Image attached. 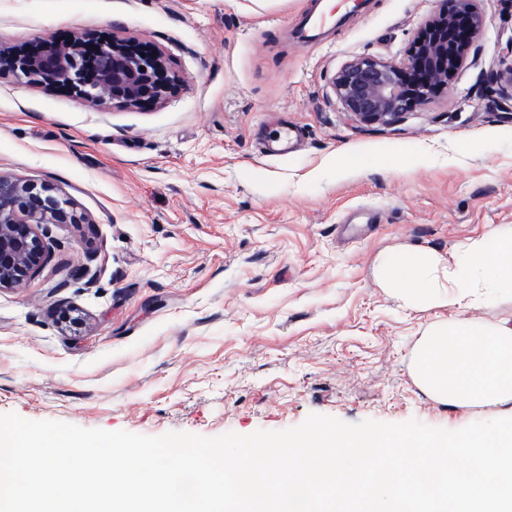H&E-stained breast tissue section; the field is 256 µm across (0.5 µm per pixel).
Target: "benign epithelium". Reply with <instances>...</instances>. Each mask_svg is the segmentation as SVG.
<instances>
[{
    "mask_svg": "<svg viewBox=\"0 0 512 512\" xmlns=\"http://www.w3.org/2000/svg\"><path fill=\"white\" fill-rule=\"evenodd\" d=\"M477 0H441L420 27L402 62L373 55L347 61L331 82L343 111L356 121L389 126L451 88L479 38L484 18ZM23 84H58L80 98L118 108L163 102L179 85L164 53L134 39L77 37L38 51H0V71ZM497 94L512 99V66L494 75ZM66 199L0 173V290L20 288L45 260L47 224H76Z\"/></svg>",
    "mask_w": 512,
    "mask_h": 512,
    "instance_id": "1",
    "label": "benign epithelium"
}]
</instances>
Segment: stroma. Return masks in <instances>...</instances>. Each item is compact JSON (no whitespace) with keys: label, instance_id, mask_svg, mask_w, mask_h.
I'll return each instance as SVG.
<instances>
[{"label":"stroma","instance_id":"1","mask_svg":"<svg viewBox=\"0 0 512 512\" xmlns=\"http://www.w3.org/2000/svg\"><path fill=\"white\" fill-rule=\"evenodd\" d=\"M320 0H0V49L91 33L162 48L183 87L144 108L92 105L0 73V172L83 217L0 291V414L206 437L317 413L448 430L504 416L428 397L410 366L457 308L405 306L382 259L454 258L512 233V110L487 79L512 64V0H479L476 61L388 126L343 112L356 55L401 61L440 0H368L318 38ZM298 149L272 157L279 124ZM94 287L72 280L82 263Z\"/></svg>","mask_w":512,"mask_h":512}]
</instances>
